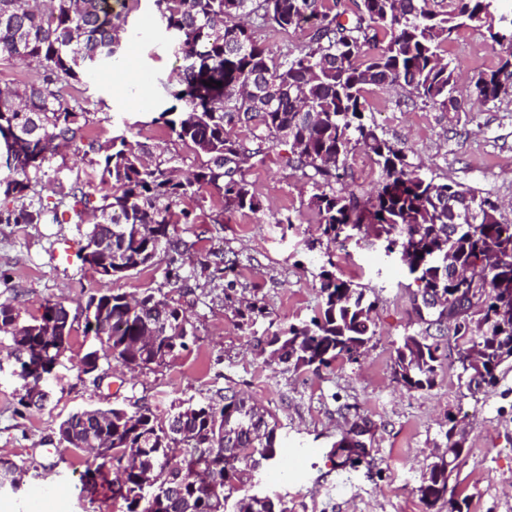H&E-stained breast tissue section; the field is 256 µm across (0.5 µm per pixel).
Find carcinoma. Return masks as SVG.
<instances>
[{
  "label": "carcinoma",
  "mask_w": 512,
  "mask_h": 512,
  "mask_svg": "<svg viewBox=\"0 0 512 512\" xmlns=\"http://www.w3.org/2000/svg\"><path fill=\"white\" fill-rule=\"evenodd\" d=\"M155 18L171 35L182 60L176 104L154 118L203 158L199 170L183 176L178 156L158 146L151 162L145 149L126 136L106 144L85 139L90 110L80 97L66 95L61 84L80 82L92 67L121 54V18L112 0H0V58L38 63L33 79L0 98V193L12 206L0 205V224H38L47 214L55 222L71 212L82 219L90 207L99 220L86 233V247L112 242V271L103 278L121 279L167 261L166 285L192 291L181 260L193 244L175 225L194 224L193 201L208 186L224 207L256 212L260 203L245 178L244 164L273 146H288L286 163L302 171L318 193L310 207L321 235L349 240L370 233L386 255L406 254L408 274L417 290L450 293L462 285L483 296L482 307L462 316L446 310L427 321L423 332L403 337L396 348L394 372L410 390L435 382L440 343L430 328L443 332L462 353L478 349L476 364L462 374L494 388L502 367L512 364V316L499 314L503 284L512 285V265L486 282L479 262L492 251L512 250V224L501 221L497 201L458 183H436L415 169L404 152L379 136L365 119L362 92L367 86L399 85L413 102L444 112L461 111L453 95L458 79L448 46L467 29L488 32L492 45L511 49L496 65L474 73L473 95L484 103L512 98V18L491 12L494 0H451L437 11L430 0H352L339 10V0H152ZM308 26V41L294 53L275 55L256 36L272 29L286 34ZM216 84L207 86L206 82ZM245 128L246 136L233 130ZM82 144L83 155H96L94 173L103 191L91 204L84 184L60 190L49 206L37 190L46 176L44 164L60 146ZM359 146L374 156L380 184L369 195L335 188L347 177L346 160ZM468 197L472 220L448 210V198ZM453 253L470 279L448 277L444 256ZM224 277L236 275V261L216 254L203 264ZM336 264L321 266V304L310 319L281 327L264 340L269 355L288 370L328 368L352 361L375 336L372 313L378 297L336 276ZM69 320V330L84 321V333L99 338L100 350L86 353L95 368L100 360L128 370L162 366L196 343L185 310L156 289L139 296L125 293L91 295L72 311L46 303L40 316L12 329L10 339L19 376L32 383L18 403L42 410L48 403L47 376L69 342L46 335L53 320ZM50 350L44 359L41 352ZM277 423L258 404L236 393L222 402H181L160 420L153 408L135 404L84 409L62 420L58 441L73 451L92 448L101 463L86 470L85 485L94 487L105 471L122 472L112 482V500L125 512H288L273 499L253 495L229 506L236 484L262 465L279 469ZM352 432L337 444L346 460L363 454ZM464 447L448 444V453L430 467L419 487L431 504H454L448 479Z\"/></svg>",
  "instance_id": "1"
}]
</instances>
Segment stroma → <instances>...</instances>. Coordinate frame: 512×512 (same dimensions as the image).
I'll return each mask as SVG.
<instances>
[{
  "instance_id": "1",
  "label": "stroma",
  "mask_w": 512,
  "mask_h": 512,
  "mask_svg": "<svg viewBox=\"0 0 512 512\" xmlns=\"http://www.w3.org/2000/svg\"><path fill=\"white\" fill-rule=\"evenodd\" d=\"M151 0H139L125 18L123 58L138 74L129 82L102 64L90 79L72 85V94L92 111L88 134L99 142L123 134L148 148L165 146L180 155L183 174L200 163L194 151L175 140L156 117L173 105L181 61L160 24L150 23ZM462 70L454 95L459 112L412 104L401 88L368 86L363 91L369 122L379 135L403 150L413 165L436 182H456L497 198L505 222H512V99L480 105L470 97V76L494 56L486 34L464 31L448 48ZM286 145L251 160L245 175L260 202L259 211L226 212L209 187L191 206L196 223L176 230L193 244L195 260L185 273L200 276L199 259L224 251L237 262L234 287L215 279L187 294L167 288L191 321L197 341L166 365L129 373L111 367L107 379L79 373L81 358L99 340L76 328L54 369L51 400L42 410L18 403L23 381L16 374L11 341L0 333V459L15 463L18 491L0 490V512H122L108 485L88 489L83 481L85 453L58 443L55 429L81 409L127 408L149 403L167 418L171 405L186 399L216 401L241 391L272 413L277 443L288 458V479L275 482L267 472L237 485L232 497L259 494L281 498L288 512H448L429 506L418 488L445 448V433L458 426L467 451L448 481L461 512H512V369L498 386L470 393L459 378L453 344L437 369L435 384L406 389L394 376L392 357L403 336L424 330L412 303L417 286L400 258L385 256L370 237L332 242L320 236L309 208L315 189L302 171L287 167ZM51 179L43 189L53 198L55 183L89 181V160L61 151L45 165ZM292 215V225L282 224ZM92 222L79 224H0V303L11 302L20 322L40 315L45 303L68 308L92 294H140L164 281L165 259L150 269L109 280L81 260L62 265L54 259L61 242L82 249ZM332 257L339 277L372 288L378 297L376 334L357 361H339L317 371H288L270 361L260 342L275 326L309 319L320 297L318 274ZM262 299L267 317L245 322L238 308ZM364 422L368 430L360 466L343 467L336 443Z\"/></svg>"
}]
</instances>
